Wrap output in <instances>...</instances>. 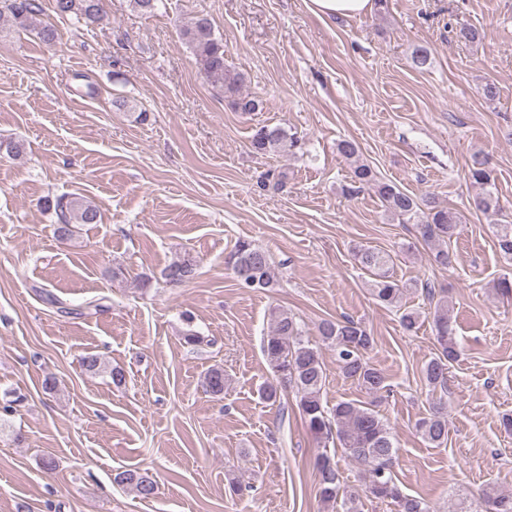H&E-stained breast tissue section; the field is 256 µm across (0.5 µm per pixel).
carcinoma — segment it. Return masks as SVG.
<instances>
[{
  "mask_svg": "<svg viewBox=\"0 0 512 512\" xmlns=\"http://www.w3.org/2000/svg\"><path fill=\"white\" fill-rule=\"evenodd\" d=\"M13 25L23 31H35L46 41L54 38L53 30L38 22L41 12L38 0H4ZM54 11L61 17L75 15L90 22L103 20L100 0H54ZM180 36L196 58L204 74L218 84L231 107L237 112H256L258 99L240 92L242 77L226 64L224 44L215 35L213 24L204 13L193 17L181 27ZM252 149L259 154L288 153L301 147L300 141L279 126L259 127L251 138ZM336 151L351 163L354 182L374 189L385 211L398 219L416 221V228L424 243L433 251L434 261L441 266L451 263L444 244L455 234L457 216L440 205L432 195L416 197L400 189L393 182L376 178L373 170L357 163L359 148L351 140L336 143ZM474 183L483 192L474 200L477 210L488 214L496 212L499 200L490 186L493 170L485 160H476L469 171ZM47 207L54 209L58 224L54 233L61 239L73 236V224H96L100 220L98 209L75 197L60 196L47 200ZM497 245L504 256L512 260V224H501L497 231ZM360 269L373 278L371 292L386 306H401L407 284L393 273V257L375 248L356 251ZM228 264L240 287L265 289L274 285L269 254L247 240L236 243ZM170 283H185L196 275V261L188 254L180 255L162 271ZM427 299L433 302L430 312L436 332L438 353L422 368V377L432 390L446 389L448 364L459 355L457 343L449 326L450 307L448 296H436L431 284L422 285ZM322 341L335 351L336 369L363 389L367 395L377 397L387 390V376L369 360L375 338L366 326L355 319L342 321L324 320L318 326ZM263 352L271 370L272 381L263 388L268 400L277 399L278 392L291 389L298 399V408L309 432L323 443L322 451L314 461L321 501L327 505L341 506L343 512H361V496L392 501L398 512H430L428 503L402 494L395 482L393 463L397 449L388 423L368 402L340 400L326 408L321 391L326 378V367L318 348L305 338V331L296 317L288 310L275 307L270 311V330L263 340ZM206 391L216 397L224 395L227 378L224 369L213 367L204 374ZM423 440L434 448L448 442V412L443 397L435 399L430 413L416 424ZM339 442L343 453L356 462L362 473L361 490L346 491L340 480L335 460L336 450L329 443ZM113 481L126 485L143 499L152 498L157 482L149 471L122 470L115 473ZM484 512H512V493L482 492Z\"/></svg>",
  "mask_w": 512,
  "mask_h": 512,
  "instance_id": "obj_1",
  "label": "carcinoma"
}]
</instances>
